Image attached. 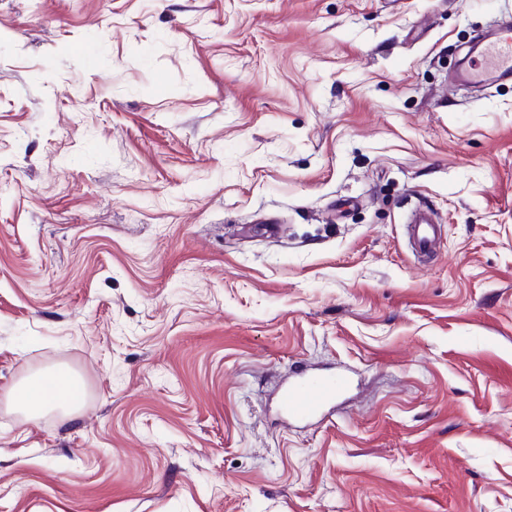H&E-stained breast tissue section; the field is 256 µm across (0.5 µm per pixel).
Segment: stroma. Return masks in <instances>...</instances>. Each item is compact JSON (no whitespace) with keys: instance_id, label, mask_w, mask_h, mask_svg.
Wrapping results in <instances>:
<instances>
[{"instance_id":"stroma-1","label":"stroma","mask_w":512,"mask_h":512,"mask_svg":"<svg viewBox=\"0 0 512 512\" xmlns=\"http://www.w3.org/2000/svg\"><path fill=\"white\" fill-rule=\"evenodd\" d=\"M505 15L0 0V401L84 382L0 408V512H512V79L448 86ZM407 224L416 251L424 257H432L440 232L433 212L427 207L418 208L411 213ZM58 380L60 389L50 391L43 384ZM78 383L69 371L60 370L56 377L32 378L13 395L16 405L28 416L36 417L54 409H67L75 405ZM352 384L348 373H301L284 387L283 413L296 421L323 417L335 407L336 399Z\"/></svg>"}]
</instances>
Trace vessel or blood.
Instances as JSON below:
<instances>
[{
    "label": "vessel or blood",
    "mask_w": 512,
    "mask_h": 512,
    "mask_svg": "<svg viewBox=\"0 0 512 512\" xmlns=\"http://www.w3.org/2000/svg\"><path fill=\"white\" fill-rule=\"evenodd\" d=\"M512 78V25L500 29L496 37L486 39L480 64L456 74L458 82L481 85L488 81ZM410 238L416 251L432 257L440 229L430 209L419 208L409 216ZM352 384L348 373H302L284 388L283 413L296 421L325 416L334 408L337 398Z\"/></svg>",
    "instance_id": "b4317fda"
}]
</instances>
